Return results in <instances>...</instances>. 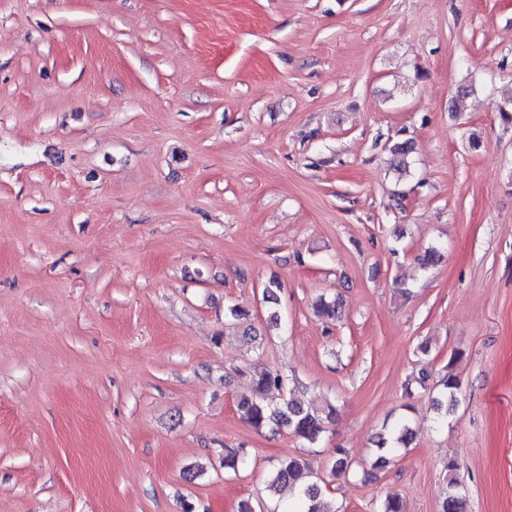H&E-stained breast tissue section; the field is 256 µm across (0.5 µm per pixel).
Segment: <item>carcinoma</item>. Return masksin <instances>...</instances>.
Returning a JSON list of instances; mask_svg holds the SVG:
<instances>
[{"instance_id": "1", "label": "carcinoma", "mask_w": 512, "mask_h": 512, "mask_svg": "<svg viewBox=\"0 0 512 512\" xmlns=\"http://www.w3.org/2000/svg\"><path fill=\"white\" fill-rule=\"evenodd\" d=\"M315 312L328 320L341 316V305L337 301H328L321 297L314 303ZM254 392L250 397L242 398L237 404L240 417L256 430L286 428L304 439L313 447L320 441L325 425L336 414V407L328 400H312L304 403L288 398L279 406L268 404L263 394L271 389L283 391L288 387V376L272 370L254 373ZM440 391L435 399V408L440 423H448L462 395V382L453 372H448L439 383ZM413 440V432L405 420H400L377 436L375 447L377 454L374 466L385 467L391 457L401 448L408 447ZM250 464L249 453L244 448L224 449V468L238 472ZM351 468L349 454L344 448L335 449V459L331 463L330 474L345 475ZM448 493L442 501L441 512H465L466 496L461 491L455 477L457 464L448 460ZM268 490L278 494L284 490L297 497L289 512H336L323 501L326 481L316 475L306 459L301 455H289L282 459L270 474Z\"/></svg>"}]
</instances>
